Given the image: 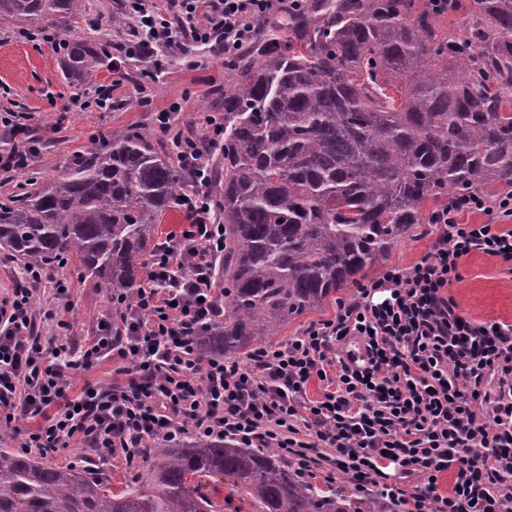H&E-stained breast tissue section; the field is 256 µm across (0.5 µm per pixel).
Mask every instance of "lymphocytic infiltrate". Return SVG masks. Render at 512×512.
<instances>
[{
	"label": "lymphocytic infiltrate",
	"instance_id": "obj_1",
	"mask_svg": "<svg viewBox=\"0 0 512 512\" xmlns=\"http://www.w3.org/2000/svg\"><path fill=\"white\" fill-rule=\"evenodd\" d=\"M144 31L128 52L156 61L158 47L191 41L232 58L270 15L300 12L302 0H124ZM177 12L172 23L166 10ZM186 100L156 114L171 154L191 183L180 196L189 223L147 263L124 336L99 322L80 348L34 332L33 292L49 274L22 269V286L0 301V426L18 414L41 417L24 451L47 456L89 447L99 461L122 459L139 472L146 440L222 435L247 448H274L300 477H350L359 489L410 512H512V325L462 315L448 289L460 263L480 252L512 264V196H457L436 211L429 252L386 268L340 302L333 319L246 362L202 357L193 336L224 312L216 264L224 227L214 218L209 159L224 146V115L206 113L197 130L176 118ZM483 212L484 224L460 223ZM125 380L89 385L69 398V377L104 359ZM319 380V398L307 396ZM453 472L447 494L438 480Z\"/></svg>",
	"mask_w": 512,
	"mask_h": 512
}]
</instances>
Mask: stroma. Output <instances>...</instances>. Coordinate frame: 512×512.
<instances>
[{"instance_id": "obj_1", "label": "stroma", "mask_w": 512, "mask_h": 512, "mask_svg": "<svg viewBox=\"0 0 512 512\" xmlns=\"http://www.w3.org/2000/svg\"><path fill=\"white\" fill-rule=\"evenodd\" d=\"M91 18H78L72 33L85 36L97 30L111 42L112 68L97 73L81 90L70 88L60 69V56L49 44H35V27L23 21L0 25V113L25 112L30 117V136L35 153L21 173L0 170V200L18 193L20 183L32 177L50 181L56 168L83 152L94 140L112 130L131 128L152 139L162 134L154 122L155 112L181 97L187 108L177 123L190 129L205 112L224 108L222 89L229 83L223 59L206 47L192 44L180 49H160V70L150 63L128 58L127 44L138 37L136 29L108 24L111 0H86ZM112 95L106 112L82 111L76 99L96 89ZM460 280L448 290L463 315L475 321L512 324V270L481 253L460 263ZM59 276L70 284V296L56 298L51 289L39 288L34 295L35 330L47 337L78 343L95 331L108 313L111 300L92 281L78 278L73 267L60 268ZM54 310L57 321L43 318Z\"/></svg>"}]
</instances>
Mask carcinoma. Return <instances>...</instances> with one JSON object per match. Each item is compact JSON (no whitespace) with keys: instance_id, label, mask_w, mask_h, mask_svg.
I'll return each instance as SVG.
<instances>
[{"instance_id":"obj_1","label":"carcinoma","mask_w":512,"mask_h":512,"mask_svg":"<svg viewBox=\"0 0 512 512\" xmlns=\"http://www.w3.org/2000/svg\"><path fill=\"white\" fill-rule=\"evenodd\" d=\"M445 32L423 0H323L229 64L224 150L210 193L224 224V315L201 353L238 358L387 259L423 204L512 194V0H471ZM82 0H0V24L64 30ZM112 69L96 36L63 44L80 87ZM189 180L131 129L89 146L47 183L0 202V254L23 265L73 258L84 279L133 302L158 224ZM228 477L261 512H388L379 496L319 492L281 455L222 436L148 445L144 477L55 466L0 448V512H224L189 490Z\"/></svg>"}]
</instances>
